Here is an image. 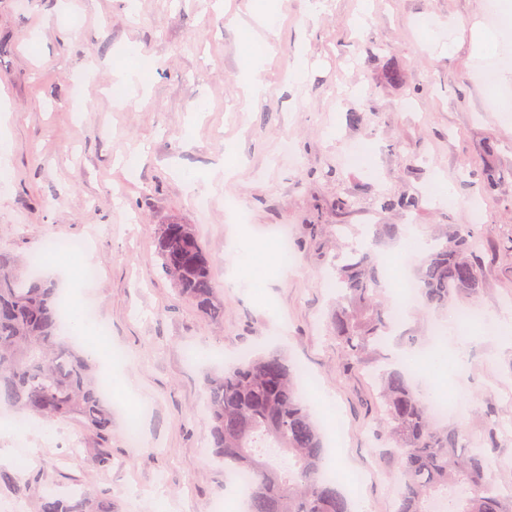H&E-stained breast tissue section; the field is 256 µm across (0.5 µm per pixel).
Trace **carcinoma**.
<instances>
[{
  "label": "carcinoma",
  "instance_id": "cac0c4a2",
  "mask_svg": "<svg viewBox=\"0 0 512 512\" xmlns=\"http://www.w3.org/2000/svg\"><path fill=\"white\" fill-rule=\"evenodd\" d=\"M383 211H412L416 195L375 196ZM373 242L400 234L398 224H374ZM162 273L181 297L206 321L224 319V299L217 294L209 255L192 224H160L154 235ZM390 256L352 248L336 268L343 298L330 314L329 329L349 370L387 338L393 309L378 300L381 273ZM34 257L19 259L0 251V403L48 420L73 419L109 443L112 409L102 397L100 377L79 337L68 330L76 313H63L57 282L33 267ZM479 238L461 224L434 237L428 253L416 261L418 297L428 310L466 306L486 290ZM388 438L401 450L402 476L394 512H429L438 493L462 487L469 495L450 502L447 512H512V494L490 489L496 477L488 458L497 444L498 421L485 410L484 445L468 447L461 432L435 427L426 396L406 370L379 373ZM211 444L231 475H244V512H351L341 482L327 476L329 454L324 429L301 391L299 369L278 350L246 355L206 376ZM272 445L287 451L279 466L258 453ZM36 512H113L104 490L61 494L49 486Z\"/></svg>",
  "mask_w": 512,
  "mask_h": 512
}]
</instances>
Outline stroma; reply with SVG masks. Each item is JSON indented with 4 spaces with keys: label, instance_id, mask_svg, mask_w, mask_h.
<instances>
[{
    "label": "stroma",
    "instance_id": "35a3bbf8",
    "mask_svg": "<svg viewBox=\"0 0 512 512\" xmlns=\"http://www.w3.org/2000/svg\"><path fill=\"white\" fill-rule=\"evenodd\" d=\"M280 0V21L261 66L265 91L249 99V31L258 0H0V130L12 155L0 179V249L25 257L55 237L90 243L80 303L118 351L111 368L110 461L88 464L96 439L73 420L29 421L0 438V512H35L45 486L108 490L116 512H200L224 496V463L208 451L204 380L239 355L279 347L338 412L337 469L358 484L350 501L386 512L400 472L398 451L381 438L377 371L398 367L410 336L446 324L444 311L410 305L400 335L351 371L327 334L339 296L331 281L352 246H370L373 224H402L432 236L465 224L479 207L484 228L485 314L512 308V256L496 238L512 234V126L495 110L507 86L488 70L512 64L477 53L472 31L487 25L500 43L512 27L490 22L485 0ZM447 31L440 53L426 24ZM151 63L138 92L117 100L116 71ZM397 68L398 84L385 72ZM363 113V125L349 115ZM497 148L487 193L470 186L469 163L485 139ZM232 162L233 174L203 194L187 176ZM446 181L455 197L433 202ZM416 194L418 210L383 211L377 193ZM206 197L207 206L197 204ZM352 203L338 209V199ZM195 225L227 309L207 322L161 274L157 225ZM287 227L289 262L273 256L261 295L228 279L254 273L238 261L243 242ZM464 375L449 374L448 399L464 397V418L445 427L482 438L483 410L512 421V339L472 329ZM138 444H130L128 422ZM28 466L17 473L16 460Z\"/></svg>",
    "mask_w": 512,
    "mask_h": 512
}]
</instances>
